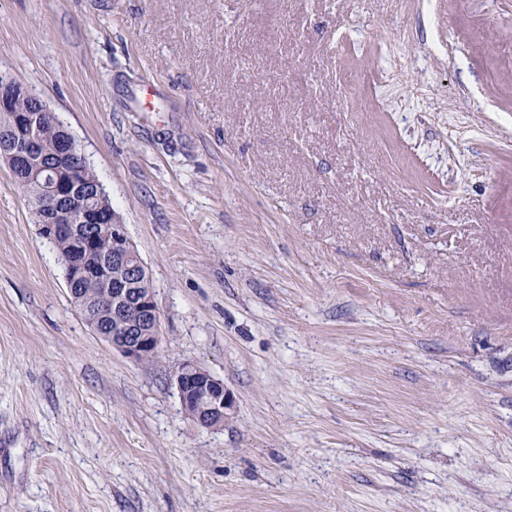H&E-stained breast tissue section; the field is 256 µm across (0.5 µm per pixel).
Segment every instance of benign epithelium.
I'll return each mask as SVG.
<instances>
[{
	"label": "benign epithelium",
	"mask_w": 512,
	"mask_h": 512,
	"mask_svg": "<svg viewBox=\"0 0 512 512\" xmlns=\"http://www.w3.org/2000/svg\"><path fill=\"white\" fill-rule=\"evenodd\" d=\"M22 98L31 100V109H15ZM47 111L46 103L27 85L0 77V112L12 113V137L7 149L0 148V160L18 186L41 181L44 204L36 212V223L43 236L70 240V252L61 258L73 274L69 284L81 279L112 280V296L104 309L112 317L113 331L103 340L123 356L141 362L146 354L158 350L161 342L160 312L148 269L119 216L96 203L101 189L90 190L76 180L70 164L85 154L64 127H59L55 166L48 169L37 164L33 153L40 137L36 113ZM100 236L110 241L111 254L94 263L89 255ZM116 265L125 275H112ZM173 379L182 410L199 426L218 428L233 415V397L224 382L207 370L186 361Z\"/></svg>",
	"instance_id": "7a95c632"
}]
</instances>
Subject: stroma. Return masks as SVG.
I'll list each match as a JSON object with an SVG mask.
<instances>
[{
  "label": "stroma",
  "mask_w": 512,
  "mask_h": 512,
  "mask_svg": "<svg viewBox=\"0 0 512 512\" xmlns=\"http://www.w3.org/2000/svg\"><path fill=\"white\" fill-rule=\"evenodd\" d=\"M0 72L162 336L90 331L0 164V512H512V0H0ZM182 410L199 426L222 427L234 413L235 402L223 380L194 362H183L173 375Z\"/></svg>",
  "instance_id": "35a3bbf8"
}]
</instances>
